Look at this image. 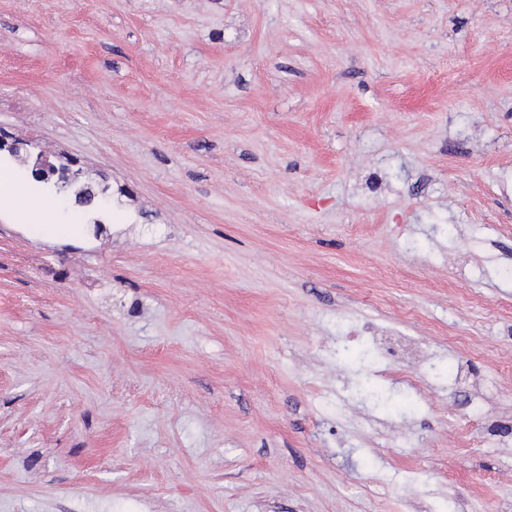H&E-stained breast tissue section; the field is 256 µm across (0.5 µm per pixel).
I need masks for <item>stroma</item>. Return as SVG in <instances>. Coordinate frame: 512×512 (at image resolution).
Returning <instances> with one entry per match:
<instances>
[{
    "label": "stroma",
    "mask_w": 512,
    "mask_h": 512,
    "mask_svg": "<svg viewBox=\"0 0 512 512\" xmlns=\"http://www.w3.org/2000/svg\"><path fill=\"white\" fill-rule=\"evenodd\" d=\"M0 134V512H512V0H0ZM32 169L35 171V176L43 181H49L56 177L55 186L59 192H67L75 187L81 179L82 170H67L59 173L58 168L42 161V156H36Z\"/></svg>",
    "instance_id": "stroma-1"
}]
</instances>
